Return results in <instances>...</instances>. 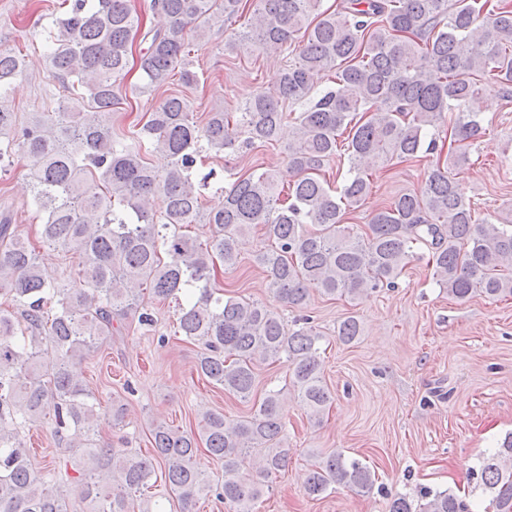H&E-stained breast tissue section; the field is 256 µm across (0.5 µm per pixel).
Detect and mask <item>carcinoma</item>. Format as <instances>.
<instances>
[{"label": "carcinoma", "mask_w": 512, "mask_h": 512, "mask_svg": "<svg viewBox=\"0 0 512 512\" xmlns=\"http://www.w3.org/2000/svg\"><path fill=\"white\" fill-rule=\"evenodd\" d=\"M321 2L149 0L158 21L145 27L131 0H73L55 20L47 54L71 97L23 126L9 104L23 59L0 51V161L13 146L26 159L32 203L46 213L41 247L78 259L77 279L58 286L10 213L0 215V295L11 305L0 308V512H68L65 490L44 481L18 431L50 404L57 443L81 449L77 483L90 512H161L150 495L159 474L181 512L210 495L252 512L291 454L281 390L256 398L258 370L284 365L316 423L332 399L321 376L322 335L310 319L291 329L264 302L227 296L217 284L257 225L270 245L256 262L290 307L304 308L312 289L354 301L393 288L416 247L427 250L434 280L452 299L512 296V224L476 222L450 175L470 165L467 144L486 134L484 93L512 98V10L488 0H340L333 10ZM245 14L232 49L292 59L238 111L213 108L198 119L187 98L169 92L176 75L186 87L199 84L185 66L188 37L206 44ZM136 41L141 83L129 87ZM322 74L330 85L317 92ZM130 93L157 99L140 127L117 134L111 114ZM285 104L299 108L286 173L235 172L224 205L203 212L191 179L198 144L239 157L272 145ZM444 126L457 149L419 189L373 211L363 228L344 223L370 192L364 164L432 154ZM344 141L349 168L334 188L323 171ZM149 150L168 159L164 169L145 161ZM192 224L209 225L210 235L191 237ZM146 292L177 303L178 333L201 345L198 375L251 408L238 418L206 410L195 430L152 423V455L139 457L98 447L101 405L71 366L132 323L153 325ZM336 336L355 341L359 320L346 317ZM203 455L224 464L220 483H211ZM469 476L489 492L494 512H512V432ZM337 486L368 493L374 476L333 453L309 470L304 490L314 499ZM425 498L415 506L396 495L389 512H474L449 489Z\"/></svg>", "instance_id": "1"}]
</instances>
